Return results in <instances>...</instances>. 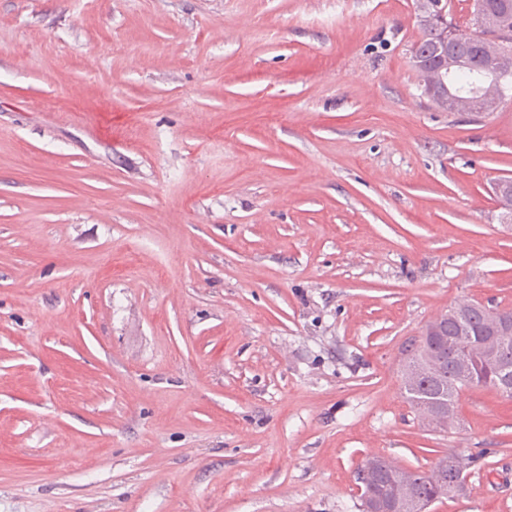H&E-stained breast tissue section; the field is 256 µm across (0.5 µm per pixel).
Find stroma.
<instances>
[{
  "label": "stroma",
  "instance_id": "stroma-1",
  "mask_svg": "<svg viewBox=\"0 0 512 512\" xmlns=\"http://www.w3.org/2000/svg\"><path fill=\"white\" fill-rule=\"evenodd\" d=\"M415 3L0 0V512H362L452 449L433 512H512V398L401 395L512 309V91L434 105ZM466 304V314L460 321H447V336H457L459 347L455 358L460 359L472 348H480L492 337L499 334L496 325L489 319L498 320L500 311L497 308L483 305L484 315L479 304L470 306ZM406 362L401 375V389L406 402L411 408L419 412L431 403L437 401H453L452 414L448 416V425L452 424L457 416L458 399L462 387H491L496 389L497 372L491 364H481L473 369L471 376L462 379L456 371L455 358L448 357V348L434 347L432 341L415 340L408 348ZM414 365L422 372L421 379L410 387L406 386L404 370ZM423 423L433 429L446 428V419L438 418L430 409L420 413ZM378 462L377 471L371 475L366 473L364 467H360L356 473V480L365 485V493L360 488L363 498L364 512H389L380 502L370 497L366 491L375 494H383L387 484L397 475L402 474L406 478V489L398 507L408 509L406 504L414 496L434 498L437 501L448 497L454 491L457 479L448 485V480L459 478L470 467L476 465L480 455L463 454L455 450H449L448 454L439 458L428 470H413L395 465L392 461L382 457H374ZM452 498V497H448Z\"/></svg>",
  "mask_w": 512,
  "mask_h": 512
}]
</instances>
